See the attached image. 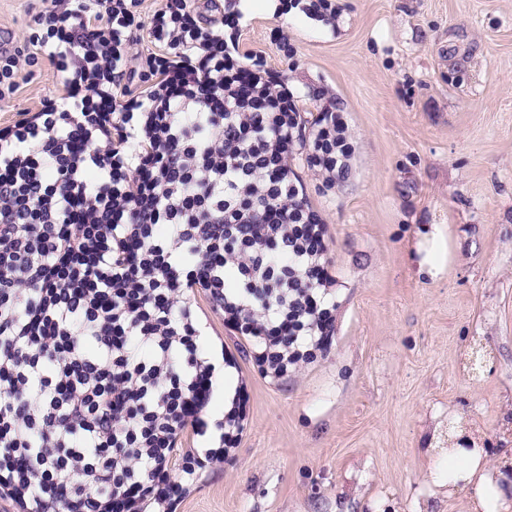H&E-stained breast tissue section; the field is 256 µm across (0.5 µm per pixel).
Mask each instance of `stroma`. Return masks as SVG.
Segmentation results:
<instances>
[{"label": "stroma", "instance_id": "35a3bbf8", "mask_svg": "<svg viewBox=\"0 0 512 512\" xmlns=\"http://www.w3.org/2000/svg\"><path fill=\"white\" fill-rule=\"evenodd\" d=\"M329 26L244 0L241 42L304 95L306 119L343 111L351 175L322 191L336 318L327 351L285 379L238 356L248 424L179 512H468L449 494V421L475 423L490 460L512 448V0H340ZM282 29L295 48L269 39ZM0 124L58 92L27 68ZM440 229L442 273L417 243Z\"/></svg>", "mask_w": 512, "mask_h": 512}]
</instances>
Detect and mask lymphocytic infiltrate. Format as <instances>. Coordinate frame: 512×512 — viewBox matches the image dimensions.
<instances>
[{
    "instance_id": "1",
    "label": "lymphocytic infiltrate",
    "mask_w": 512,
    "mask_h": 512,
    "mask_svg": "<svg viewBox=\"0 0 512 512\" xmlns=\"http://www.w3.org/2000/svg\"><path fill=\"white\" fill-rule=\"evenodd\" d=\"M143 3L41 0L0 50L1 103L38 57L61 75L0 127V499L30 512H177L238 448L244 389L206 420L236 356L207 345L195 292L265 376L332 328V235L292 163L346 181V118L305 122L300 91L242 49V11ZM210 430L216 447L184 448Z\"/></svg>"
}]
</instances>
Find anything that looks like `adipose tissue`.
<instances>
[{
	"instance_id": "ef3b65f1",
	"label": "adipose tissue",
	"mask_w": 512,
	"mask_h": 512,
	"mask_svg": "<svg viewBox=\"0 0 512 512\" xmlns=\"http://www.w3.org/2000/svg\"><path fill=\"white\" fill-rule=\"evenodd\" d=\"M458 436L461 444L449 449L448 465L439 479L440 484L446 485L452 493L469 485L476 486L477 494L469 505V512H499L498 507L504 504L506 496L502 480L506 472L512 470V456L490 464L476 429H460Z\"/></svg>"
}]
</instances>
